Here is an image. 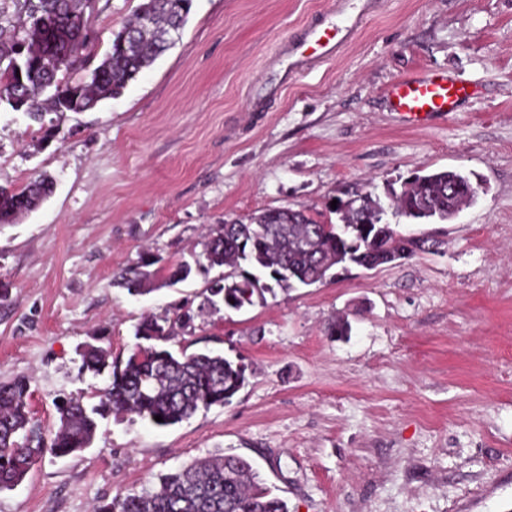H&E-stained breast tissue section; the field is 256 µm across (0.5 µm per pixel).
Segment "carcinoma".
<instances>
[{"mask_svg":"<svg viewBox=\"0 0 512 512\" xmlns=\"http://www.w3.org/2000/svg\"><path fill=\"white\" fill-rule=\"evenodd\" d=\"M16 13H0V104L40 122L49 112H84L121 93L130 81L175 45L191 11L192 0H143L139 10L113 35L100 63L76 81L58 78L80 63L91 43L83 0H17ZM53 181L39 177L19 190L0 187V224H12L51 194ZM477 187L460 171L434 170L404 179L390 190L385 205L372 195L337 199L336 223L322 224L305 209L266 210L215 225L203 242L202 259L176 265L166 280L176 284L193 272L225 267L211 281L202 307L240 312L262 305L275 289L289 291L315 284L323 266L376 269L407 257L433 253L439 241L427 233H403L388 215L414 224H441L448 213L471 205ZM149 258L119 274L118 284L133 296L154 291L157 272ZM188 312L175 320L145 316L136 342L125 356L92 344L82 347L83 368L108 372L109 384L98 404L87 407L70 398L58 406L59 428L45 442L32 420L30 388L19 376L0 383V491L20 485L45 453L61 457L91 447L96 417L112 413L170 426L198 410L226 406L248 383L241 357L210 352L176 354L165 343L174 325L187 326ZM162 417L158 422L154 416ZM96 512H289L287 502L265 485L245 458L215 456L159 477L158 487L104 501Z\"/></svg>","mask_w":512,"mask_h":512,"instance_id":"cac0c4a2","label":"carcinoma"}]
</instances>
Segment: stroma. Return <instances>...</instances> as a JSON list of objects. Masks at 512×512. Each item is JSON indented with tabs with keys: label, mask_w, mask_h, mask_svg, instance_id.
<instances>
[{
	"label": "stroma",
	"mask_w": 512,
	"mask_h": 512,
	"mask_svg": "<svg viewBox=\"0 0 512 512\" xmlns=\"http://www.w3.org/2000/svg\"><path fill=\"white\" fill-rule=\"evenodd\" d=\"M141 0H94L97 65ZM333 0H193L176 44L116 98L44 123L0 107V186L50 197L0 224V382L29 381L45 438L56 403H98L93 343L124 354L148 314L200 304L204 276L132 296L152 254L193 261L210 226L265 210L329 221L336 198L457 169L476 203L426 225L438 253L354 268L230 315L205 311L173 350L243 356L227 406L158 428L99 419L90 448L39 460L0 512H93L212 455L251 460L290 512H512V0H386L342 55L292 76L284 42ZM463 80L457 112L412 126L395 81ZM344 317L349 338L329 336ZM158 263V260L149 258L141 260L136 266L129 267L119 274L118 284L125 288L130 295H143L150 293L159 270L149 271L145 268Z\"/></svg>",
	"instance_id": "stroma-1"
}]
</instances>
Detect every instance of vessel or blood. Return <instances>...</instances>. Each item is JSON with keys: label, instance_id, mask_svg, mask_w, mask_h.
<instances>
[{"label": "vessel or blood", "instance_id": "vessel-or-blood-1", "mask_svg": "<svg viewBox=\"0 0 512 512\" xmlns=\"http://www.w3.org/2000/svg\"><path fill=\"white\" fill-rule=\"evenodd\" d=\"M378 7L377 0H341L334 20L307 27L301 38L288 40L284 45L289 73H306L336 56ZM468 96L469 88L463 81L436 73L403 78L388 89L392 109L411 125L448 116Z\"/></svg>", "mask_w": 512, "mask_h": 512}]
</instances>
